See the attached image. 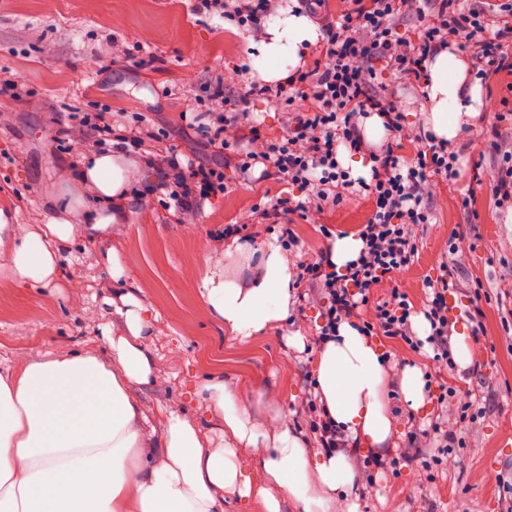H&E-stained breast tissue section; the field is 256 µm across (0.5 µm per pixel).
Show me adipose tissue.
<instances>
[{
    "mask_svg": "<svg viewBox=\"0 0 512 512\" xmlns=\"http://www.w3.org/2000/svg\"><path fill=\"white\" fill-rule=\"evenodd\" d=\"M317 39L307 17L279 9L262 37L251 41L250 65L264 81L281 80L302 64L305 45ZM427 68V124L437 138L454 141L479 115V83L447 50ZM80 177L94 187V201L62 190L59 215L37 228H18L0 210V247H7L9 272L19 285H51L75 243L71 216L80 217L93 235L115 223L112 201L129 188L131 177L122 152L87 156ZM202 288L212 317L243 338L286 323L290 315L291 277L280 245L272 242L254 278L211 272ZM120 300L126 332L108 336L107 351L32 359L0 373V512H222L221 491L257 499L267 512H279L284 493L302 512H336L339 496L359 479L354 450L387 445L385 355L373 337L344 322L319 352L316 382L347 448L312 458L288 426L267 435L220 377L203 381L198 394L219 411L221 434L230 445L205 447L197 428L170 410L161 417L154 447H141L140 404L130 388L155 378L146 344L151 325L133 291ZM240 443L262 446V485H253L239 469Z\"/></svg>",
    "mask_w": 512,
    "mask_h": 512,
    "instance_id": "1",
    "label": "adipose tissue"
}]
</instances>
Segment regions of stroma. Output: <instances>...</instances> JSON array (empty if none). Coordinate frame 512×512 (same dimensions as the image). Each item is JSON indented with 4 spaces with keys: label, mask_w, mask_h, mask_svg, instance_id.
<instances>
[{
    "label": "stroma",
    "mask_w": 512,
    "mask_h": 512,
    "mask_svg": "<svg viewBox=\"0 0 512 512\" xmlns=\"http://www.w3.org/2000/svg\"><path fill=\"white\" fill-rule=\"evenodd\" d=\"M191 5V0H0V67L17 74L31 92L20 102L0 100V209L10 211L16 223L26 224L33 211L48 213L58 177L69 171V155L52 140L51 115L99 108L139 112L172 132L173 144L187 152L201 134L186 129L181 115L194 106L210 75L229 76L235 92L251 81V71H233L249 61L245 34L229 21L193 14ZM112 35L142 42L160 58L159 67L120 61L98 72L96 57ZM374 66L378 89L396 94L403 114L396 141L404 159L412 160L418 149L412 136L427 116L422 88L392 74L384 61ZM481 94L484 109L454 142L462 178L454 184L437 179L426 187L425 202L434 219L417 228L418 259L401 281L413 297H421L424 280L436 276L450 245L458 244L457 294L482 307L488 338L473 343L471 365L447 372L434 366L431 347L413 352L397 340H380L391 364L419 367L432 386H455L460 397L475 403L477 415L458 430L461 445L453 450L449 467H429L419 459L398 473H378L373 482H359L341 498L339 512H502L507 491L497 478L512 477V321L505 320L498 299L512 290V224L505 223L506 211L497 206L490 182L498 164L491 142L496 135L512 134V123L498 119L503 101H512V76L497 75ZM224 174L230 193L206 204L195 223L178 221L174 210L151 195L112 232L91 237L77 229L55 288L19 286L7 273L9 253L1 247L0 369L16 366L25 356L100 352L107 348L105 332L124 334L123 316L104 304L119 294L105 264V252L112 248L121 258L126 284L152 322L147 345L159 377L133 389L148 418L141 427L142 447L154 446L167 410L179 411L196 425L207 446H222L216 413L196 394L212 375L223 377L257 423L269 427L282 418L312 441L299 408L314 379L317 355L289 346L288 337L297 332L311 338L316 304L294 307L291 323L243 340L203 303L205 273L225 266L213 251L211 232L242 223L250 207L290 193L274 176L248 182L235 169ZM469 191L476 206L466 210L459 196ZM370 210L369 199L361 196L305 220L295 214L270 219L249 261L229 269L242 275L258 266L267 243L288 226L300 240L298 257L313 258L326 244L320 225L350 236ZM478 285L485 291L480 299L474 296ZM387 400L393 450L405 446L409 432L429 426L438 413L432 402L414 408L399 391Z\"/></svg>",
    "instance_id": "1"
}]
</instances>
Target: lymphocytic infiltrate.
Segmentation results:
<instances>
[{"instance_id":"1","label":"lymphocytic infiltrate","mask_w":512,"mask_h":512,"mask_svg":"<svg viewBox=\"0 0 512 512\" xmlns=\"http://www.w3.org/2000/svg\"><path fill=\"white\" fill-rule=\"evenodd\" d=\"M281 2L194 0L192 12L216 15L255 33ZM324 2L297 0L294 8L318 24L323 34L310 63L274 84L250 81L234 97L227 94L223 74L210 77L204 87L207 104L194 111L192 120L205 133L214 162H202L164 146V129L138 112H72L58 123L54 139L58 146L73 147L71 163L75 166L81 156L104 153L112 143H119L126 160L153 176L152 181L131 188L133 200L162 196L182 217L198 215L207 201L227 193L224 170L229 166L248 181L252 168L260 164L301 190V200L276 199L253 209L242 225L228 224L223 231L212 233L218 244L235 235L252 243L257 237L252 224L282 212L304 219L348 199L367 196L371 213L355 232L362 246L344 266H336L327 250L314 259H295L299 240L292 228L282 233V250L290 258L288 270L295 284L323 303L314 343L322 346L334 339L339 324L346 321L363 335L395 339L415 352L431 346L437 368L451 369L453 323L448 317V295L457 288L452 265L441 262L437 276L425 280L419 303L402 288L400 278L418 253L417 226L431 219L423 198L428 180L457 181L459 154L448 142L420 130L414 138L421 150L413 160H404L390 140L370 143L362 121L375 115L388 133L401 130V114L392 95L372 89L377 77L372 62L379 58L393 73L417 82L428 76L427 61L446 49L469 53L481 80L512 72V0H346L344 9L334 14L326 11ZM407 17L421 23L417 40L398 33L400 21ZM254 96L285 108L280 139L269 140L245 110V103ZM342 146L370 162V178H352L340 166L337 156ZM418 315L430 327L424 339L413 330L412 319ZM301 413L316 452L343 448L318 395L308 394ZM456 441L445 419L439 417L428 428L410 433L399 456L374 452L365 456L362 465L370 474L393 470L424 448L436 449L432 461L439 465Z\"/></svg>"}]
</instances>
